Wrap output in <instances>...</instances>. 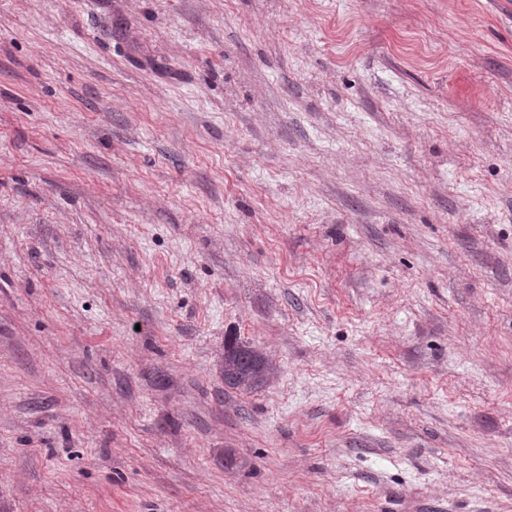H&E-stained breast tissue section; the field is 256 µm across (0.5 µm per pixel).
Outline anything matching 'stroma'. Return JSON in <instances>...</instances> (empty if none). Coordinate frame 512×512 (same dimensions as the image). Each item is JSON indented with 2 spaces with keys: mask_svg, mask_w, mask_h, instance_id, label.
I'll return each mask as SVG.
<instances>
[{
  "mask_svg": "<svg viewBox=\"0 0 512 512\" xmlns=\"http://www.w3.org/2000/svg\"><path fill=\"white\" fill-rule=\"evenodd\" d=\"M0 512H512V0H0ZM221 370L224 386L242 393L262 388L274 373L273 365L263 354L237 338L224 341Z\"/></svg>",
  "mask_w": 512,
  "mask_h": 512,
  "instance_id": "stroma-1",
  "label": "stroma"
}]
</instances>
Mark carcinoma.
<instances>
[{
    "label": "carcinoma",
    "instance_id": "1",
    "mask_svg": "<svg viewBox=\"0 0 512 512\" xmlns=\"http://www.w3.org/2000/svg\"><path fill=\"white\" fill-rule=\"evenodd\" d=\"M224 386L250 393L265 386L274 373L271 362L244 341H224V362L221 365Z\"/></svg>",
    "mask_w": 512,
    "mask_h": 512
}]
</instances>
